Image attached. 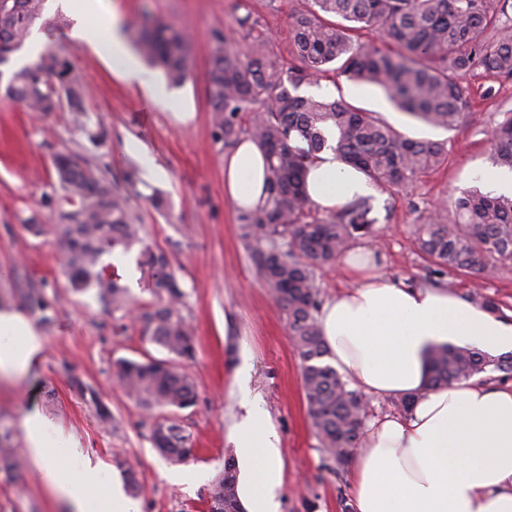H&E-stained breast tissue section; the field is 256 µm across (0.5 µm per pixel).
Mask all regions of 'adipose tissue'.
Listing matches in <instances>:
<instances>
[{
    "label": "adipose tissue",
    "mask_w": 512,
    "mask_h": 512,
    "mask_svg": "<svg viewBox=\"0 0 512 512\" xmlns=\"http://www.w3.org/2000/svg\"><path fill=\"white\" fill-rule=\"evenodd\" d=\"M98 21L109 31L102 47L157 102L167 92L132 53L112 0H97ZM262 152L242 138L224 159V194L242 212L267 197ZM312 205L327 214L343 211L373 188L362 173L324 151L306 175ZM351 282L322 304L319 325L331 362L353 389L390 399L412 397L403 413L371 419L366 445L354 469V512H512V388L469 379L426 388L428 353L449 343L512 351V324L494 312L440 288L410 286L376 270L372 252L355 247L342 254ZM0 335L20 342L22 355L0 353V374L30 370L42 339L19 314H0ZM236 383L242 410L229 441L236 453L237 493L247 512H280L282 460L279 438L259 401L252 398L247 368ZM28 450L44 483L69 507L88 512L85 490L103 481L101 464L72 450L56 456L65 437L39 408L21 422Z\"/></svg>",
    "instance_id": "ef3b65f1"
}]
</instances>
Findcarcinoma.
I'll use <instances>...</instances> for the list:
<instances>
[{"label":"carcinoma","instance_id":"1","mask_svg":"<svg viewBox=\"0 0 512 512\" xmlns=\"http://www.w3.org/2000/svg\"><path fill=\"white\" fill-rule=\"evenodd\" d=\"M46 0H0V66L26 45L35 27H59L44 18ZM291 23V52L298 67L283 68L270 41L253 40L242 57L222 32L214 34L207 76L212 136L233 146L246 134L268 162L265 205L239 217L256 277L270 289L288 316V326L302 362V380L312 427L326 459L345 466L363 444L367 401L348 387L321 339L318 311L321 289L315 269L336 260L349 243L370 233L371 198H361L340 213L319 217L306 196L308 165L326 149L360 170L378 187L399 190L448 159L446 144L419 141L348 102L343 97L302 94L322 78L344 77L382 89L401 111L427 125L458 127L471 96L460 77L475 70L492 79L512 78V28L507 27L512 0H308ZM130 37L143 59L159 67L172 86L188 76L192 40L183 30L158 25L144 15L129 24ZM381 31L396 49L361 41L362 33ZM66 94L74 123L86 131L87 91L68 56L48 48L38 58L12 70L3 97L46 115L56 110V91ZM253 113L250 125L239 117ZM494 166L512 171V113L489 140ZM57 188L50 199L56 221L50 227L32 217L25 228L50 233L60 249L73 291H95L108 311L136 310V326L147 342L163 349L166 359L140 362L118 359L112 377L146 411L194 405L193 380L178 364L194 359L195 340L181 314L184 293L170 254L145 248L139 264L152 295L135 303L129 291L105 273L102 257L142 241L143 225L131 206L139 195L137 173L129 166L119 175L92 164L78 152L54 154ZM422 252L438 273L489 276L512 266V195L484 193L473 187L454 201V217L429 213L419 227ZM25 309L41 325L54 324L56 310L43 290L21 295ZM512 374V354L492 356L471 347L443 344L429 357L427 387L450 386L487 371ZM153 447L162 457L185 463L193 457L190 437L174 421L154 423ZM17 458L0 448V471L17 477ZM209 512H243L237 494L234 459L224 463V477L211 496Z\"/></svg>","mask_w":512,"mask_h":512}]
</instances>
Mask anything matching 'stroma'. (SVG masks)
<instances>
[{
	"label": "stroma",
	"instance_id": "stroma-1",
	"mask_svg": "<svg viewBox=\"0 0 512 512\" xmlns=\"http://www.w3.org/2000/svg\"><path fill=\"white\" fill-rule=\"evenodd\" d=\"M90 7L93 0H47L46 15L62 17L64 29L45 33L46 42L65 49L73 70L87 86L85 107L92 121L107 132L104 146H94L77 128L68 109L35 117L22 104L0 99V306L17 312L19 294L29 285L45 288L57 311L52 328L38 327L43 349L31 370L0 377V434L26 454L24 413L39 408L52 424L71 437L83 454L102 462L105 480L87 495L91 512H102L111 501L113 483L136 478L141 493L139 512H209L224 462L234 454L228 433L240 412L234 376L241 364L250 366V387L268 411L280 438L283 458L281 512H342L352 502L351 471L334 470L324 460L312 430L304 397L301 360L288 331L286 313L255 276L239 213L224 195L223 143L212 137L207 72L215 32L233 33L234 47L247 53L253 36L267 37L278 62L291 67V23L304 0H112L122 21L146 14L185 30L194 42L191 77L170 88L169 101H152L137 83L114 71L111 60L98 53L104 42L102 26L92 28L94 45L74 44L67 27L75 19L68 2ZM252 14V35L237 30V19ZM473 106L454 129H436L417 122L394 105L378 108L384 92L347 80L322 81V91L338 90L343 98L381 117L400 132L441 141L448 161L404 190L377 189L376 224L359 238L383 256L381 273L430 286L444 278L420 250L418 227L432 206L445 203V216L464 189L480 182L490 169L489 138L504 113L512 112V80L492 81L464 76ZM79 148L91 162L112 173L140 166V195L133 201L142 216L143 245L169 252L187 294L182 314L190 325L196 357L183 369L195 383V404L182 410L147 412L112 378L119 359L165 358L160 347L144 341L132 322H120L106 312L93 292L70 288L62 258L52 238L26 232L23 223L38 216L54 220L48 203L56 182L52 156ZM152 157L153 170L141 167ZM161 193L167 200L157 210L147 201ZM140 246H133L121 263L104 259L108 275L117 277L131 297L150 301L137 264ZM453 292L464 296L477 290L495 297L500 312L512 311V268L490 277L461 273ZM111 418L102 421L98 408ZM169 418L189 435L194 459L173 465L161 458L150 440L154 422ZM0 512H62L59 501L43 482L33 462H26L20 482L0 472Z\"/></svg>",
	"mask_w": 512,
	"mask_h": 512
}]
</instances>
